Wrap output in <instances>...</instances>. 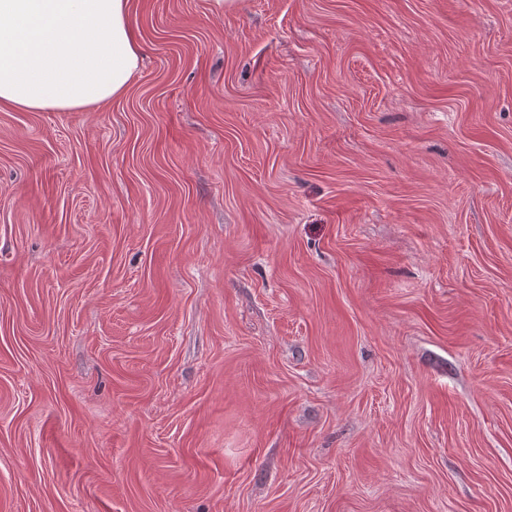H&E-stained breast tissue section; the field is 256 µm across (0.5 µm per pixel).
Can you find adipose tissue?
<instances>
[{
	"label": "adipose tissue",
	"mask_w": 512,
	"mask_h": 512,
	"mask_svg": "<svg viewBox=\"0 0 512 512\" xmlns=\"http://www.w3.org/2000/svg\"><path fill=\"white\" fill-rule=\"evenodd\" d=\"M130 0H0V105L86 111L123 94L140 66Z\"/></svg>",
	"instance_id": "ef3b65f1"
}]
</instances>
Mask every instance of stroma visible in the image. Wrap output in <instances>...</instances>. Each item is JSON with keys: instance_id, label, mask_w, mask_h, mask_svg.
<instances>
[{"instance_id": "1", "label": "stroma", "mask_w": 512, "mask_h": 512, "mask_svg": "<svg viewBox=\"0 0 512 512\" xmlns=\"http://www.w3.org/2000/svg\"><path fill=\"white\" fill-rule=\"evenodd\" d=\"M130 4L0 107V512H512V0Z\"/></svg>"}]
</instances>
